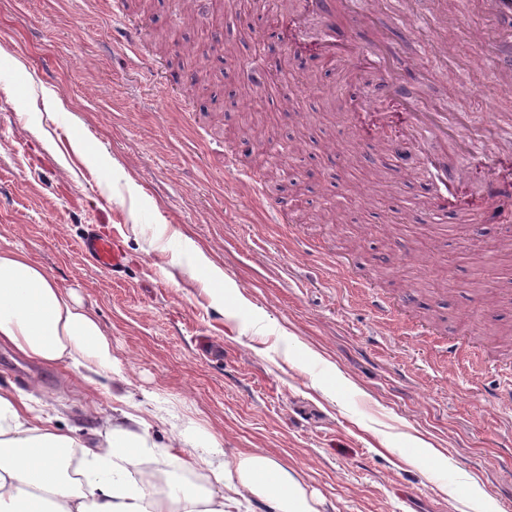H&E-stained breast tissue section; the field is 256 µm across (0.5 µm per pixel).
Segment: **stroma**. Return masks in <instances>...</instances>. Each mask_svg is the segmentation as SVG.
<instances>
[{
    "mask_svg": "<svg viewBox=\"0 0 512 512\" xmlns=\"http://www.w3.org/2000/svg\"><path fill=\"white\" fill-rule=\"evenodd\" d=\"M224 42L242 64L288 72L298 112L264 101L273 128L252 154L239 128L248 100L229 108L240 74L224 56L179 67L210 21L182 31L176 0L113 16L112 0H0V242L25 251L95 314L116 375L161 417L147 465L173 468L172 432L208 430L226 456L261 450L324 498V512H472L471 495L512 512V405L495 401L512 369V249L496 210L512 211V127L503 146L484 131L512 114L474 62L489 29L467 0L440 16L433 0H336L333 20L296 0H232ZM137 25L136 51L123 47ZM447 27L450 56L435 35ZM461 137L421 133L410 170L383 156L370 114L407 118L386 73ZM275 153L300 188L264 198L240 184ZM507 183L489 198L487 168ZM452 174L457 204L434 207ZM138 205L118 198L127 183ZM181 238L154 239L157 225ZM116 234L122 273L82 254L90 227ZM193 241L224 270V302L202 283L172 279ZM402 321L379 322L371 295ZM456 343L443 353V341ZM38 371L45 413L91 438L110 414L109 389L33 364L0 347V387L27 390Z\"/></svg>",
    "mask_w": 512,
    "mask_h": 512,
    "instance_id": "stroma-1",
    "label": "stroma"
}]
</instances>
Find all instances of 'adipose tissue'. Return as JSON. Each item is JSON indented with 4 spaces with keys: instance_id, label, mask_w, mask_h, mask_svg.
<instances>
[{
    "instance_id": "ef3b65f1",
    "label": "adipose tissue",
    "mask_w": 512,
    "mask_h": 512,
    "mask_svg": "<svg viewBox=\"0 0 512 512\" xmlns=\"http://www.w3.org/2000/svg\"><path fill=\"white\" fill-rule=\"evenodd\" d=\"M0 343L91 383L114 372L112 344L95 315L9 246H0ZM29 400L0 388V512H241L254 499L273 512H320L319 499L279 461L262 451L223 460L214 436L198 441L178 433L170 441L189 465L207 471V488L174 483L158 494L144 465L154 451L153 413L145 404L120 396L123 410L84 441L37 414Z\"/></svg>"
}]
</instances>
